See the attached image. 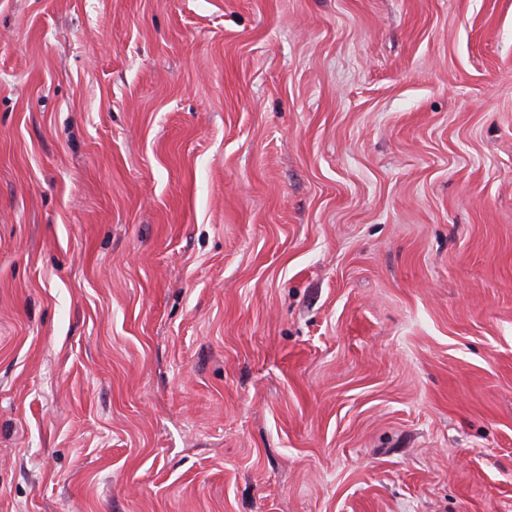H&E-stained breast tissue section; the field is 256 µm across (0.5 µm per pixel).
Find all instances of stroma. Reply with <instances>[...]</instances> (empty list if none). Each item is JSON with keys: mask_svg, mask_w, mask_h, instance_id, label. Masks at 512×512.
<instances>
[{"mask_svg": "<svg viewBox=\"0 0 512 512\" xmlns=\"http://www.w3.org/2000/svg\"><path fill=\"white\" fill-rule=\"evenodd\" d=\"M0 512H512V0H0Z\"/></svg>", "mask_w": 512, "mask_h": 512, "instance_id": "1", "label": "stroma"}]
</instances>
